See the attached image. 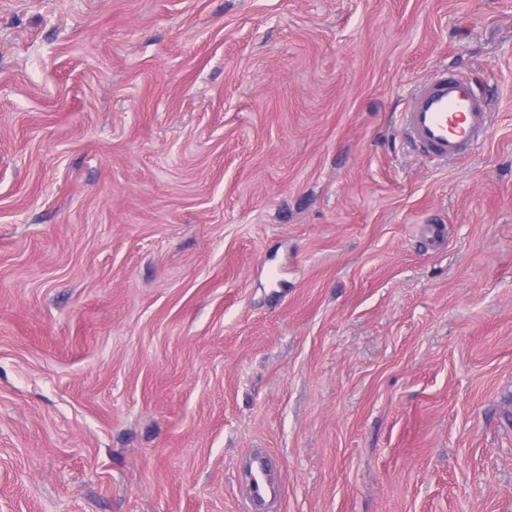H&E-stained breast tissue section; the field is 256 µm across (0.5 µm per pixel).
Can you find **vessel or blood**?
Wrapping results in <instances>:
<instances>
[{"instance_id":"vessel-or-blood-1","label":"vessel or blood","mask_w":512,"mask_h":512,"mask_svg":"<svg viewBox=\"0 0 512 512\" xmlns=\"http://www.w3.org/2000/svg\"><path fill=\"white\" fill-rule=\"evenodd\" d=\"M402 124L416 151L455 161L486 140L491 110L487 99L469 81L444 67L409 95ZM241 490L251 512H277L283 481L265 450L248 452Z\"/></svg>"}]
</instances>
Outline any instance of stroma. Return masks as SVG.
<instances>
[{
    "mask_svg": "<svg viewBox=\"0 0 512 512\" xmlns=\"http://www.w3.org/2000/svg\"><path fill=\"white\" fill-rule=\"evenodd\" d=\"M253 448L280 512H512V0H0V512H248ZM401 116L411 146L443 161L468 156L486 140L491 124L487 99L448 67L417 85ZM242 496L251 510L276 512L283 496V481L272 469L268 453L251 449L246 456Z\"/></svg>",
    "mask_w": 512,
    "mask_h": 512,
    "instance_id": "stroma-1",
    "label": "stroma"
}]
</instances>
